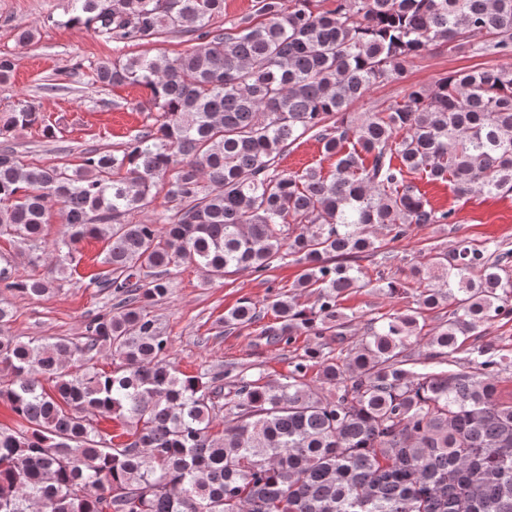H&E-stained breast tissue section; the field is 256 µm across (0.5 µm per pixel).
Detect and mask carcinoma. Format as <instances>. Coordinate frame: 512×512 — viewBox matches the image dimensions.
Segmentation results:
<instances>
[{
	"label": "carcinoma",
	"mask_w": 512,
	"mask_h": 512,
	"mask_svg": "<svg viewBox=\"0 0 512 512\" xmlns=\"http://www.w3.org/2000/svg\"><path fill=\"white\" fill-rule=\"evenodd\" d=\"M254 2L221 29L212 22L224 0H68L63 24L111 42H196L95 66L103 87L150 92L138 105L146 124L120 150L87 148L75 169L31 166L6 142L38 122L36 105L0 113V236L36 264L50 204L65 224L47 275L20 276L3 258L0 288L48 296L76 268L77 244L104 238L109 272L94 284L120 296L81 341L18 336L0 302V371L12 375L0 398L16 416L0 425V512H512V401L499 390L512 357L482 341L484 326L512 320V249L463 240L434 251L410 267L424 284L415 307L368 319L359 336L340 307L365 287L355 260L376 249L368 228L396 241L414 224L455 223L406 174L459 196L512 195L511 65L412 87L383 112H348L434 47L512 57V0ZM307 135L336 157L334 174L277 170ZM160 185L164 209L130 220ZM285 260L301 266L296 287L315 302L246 299L224 330L271 310L265 344L326 342L276 382L234 368L189 376L170 361L151 308L173 270L190 261L222 280ZM444 302L448 320L422 333L421 314ZM332 343L336 357L324 352ZM464 348L473 371L453 368ZM90 415L122 421L126 440Z\"/></svg>",
	"instance_id": "carcinoma-1"
}]
</instances>
